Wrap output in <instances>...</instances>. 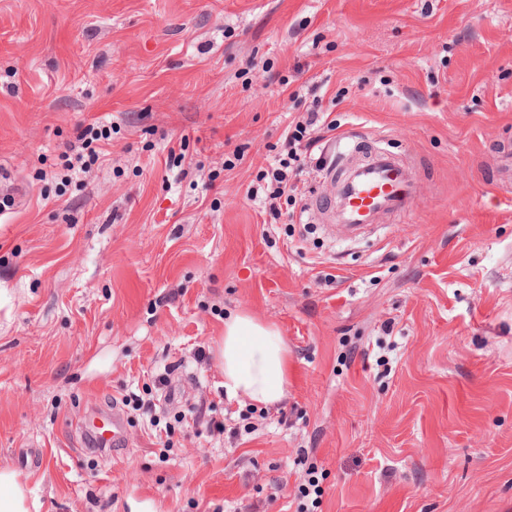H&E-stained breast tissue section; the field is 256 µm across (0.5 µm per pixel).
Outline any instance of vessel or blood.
<instances>
[{
  "label": "vessel or blood",
  "instance_id": "obj_1",
  "mask_svg": "<svg viewBox=\"0 0 512 512\" xmlns=\"http://www.w3.org/2000/svg\"><path fill=\"white\" fill-rule=\"evenodd\" d=\"M325 173L338 179L334 218L349 234L377 223L381 215L408 213L414 205L413 172L391 152L376 151L363 163L348 164L341 173L331 165ZM121 428L122 421L116 416L111 426H93L88 433L95 447L113 448Z\"/></svg>",
  "mask_w": 512,
  "mask_h": 512
}]
</instances>
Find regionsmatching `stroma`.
Here are the masks:
<instances>
[{
    "mask_svg": "<svg viewBox=\"0 0 512 512\" xmlns=\"http://www.w3.org/2000/svg\"><path fill=\"white\" fill-rule=\"evenodd\" d=\"M312 111L316 153L356 130L411 167L410 214L343 238L315 168L248 196ZM509 152L512 0H0V468L39 512H289L312 475L314 512H512ZM238 311L290 369L232 441L187 412L249 408L211 351ZM147 387L170 450L121 402ZM112 412L122 446L88 448ZM107 134L101 130L95 129L94 125L85 127L76 138V142H70L66 145V151L63 153L64 163L70 170L75 168L73 160L79 163V169L85 171L99 160V152L93 143L106 137ZM71 153V154H70ZM270 173L271 177L269 176V180L272 191L269 197L271 200L284 198L287 203L291 202L298 193L297 182L288 178L287 173L281 168H274Z\"/></svg>",
    "mask_w": 512,
    "mask_h": 512,
    "instance_id": "1",
    "label": "stroma"
}]
</instances>
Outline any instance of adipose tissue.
<instances>
[{
  "label": "adipose tissue",
  "mask_w": 512,
  "mask_h": 512,
  "mask_svg": "<svg viewBox=\"0 0 512 512\" xmlns=\"http://www.w3.org/2000/svg\"><path fill=\"white\" fill-rule=\"evenodd\" d=\"M224 390L267 408L288 394V342L274 326L248 314L231 315L214 348Z\"/></svg>",
  "instance_id": "obj_1"
}]
</instances>
